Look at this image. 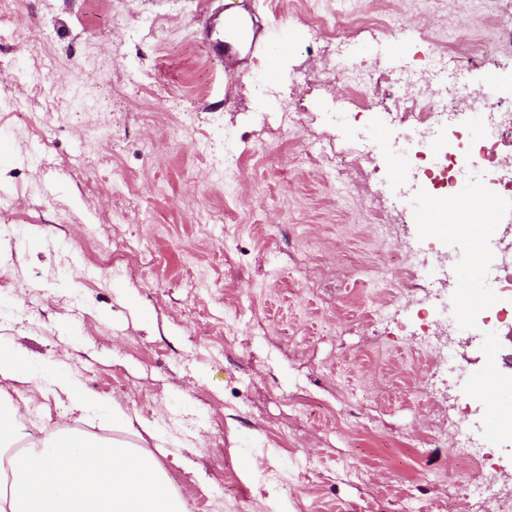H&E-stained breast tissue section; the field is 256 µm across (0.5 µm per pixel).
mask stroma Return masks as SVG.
I'll return each instance as SVG.
<instances>
[{"label": "stroma", "mask_w": 512, "mask_h": 512, "mask_svg": "<svg viewBox=\"0 0 512 512\" xmlns=\"http://www.w3.org/2000/svg\"><path fill=\"white\" fill-rule=\"evenodd\" d=\"M337 0H0V341L37 380L14 384L26 439L69 412L43 375L81 381L108 412L78 424L112 436L129 415L187 512H448L454 433L464 419L512 487V433L491 429L476 380L511 376L488 346L512 352V305L486 287L505 243L456 259L433 286L445 309L471 295L489 333L457 319L421 323L399 291L391 319L371 313L389 285L369 268L417 243L428 259L454 238L422 231L425 197L403 167L406 143L370 92L359 116L336 111L352 85L331 66L313 18ZM241 8L260 43L215 59L205 30ZM339 29L363 71L385 66L380 24L346 0ZM490 34L482 0L413 17L402 38ZM303 107L313 122L262 126L261 112ZM364 140L375 156L361 189L337 196L325 153ZM237 163L224 171V152ZM402 210L392 241L361 201ZM26 225L15 235L12 225ZM448 342L453 372L414 378L421 337Z\"/></svg>", "instance_id": "obj_1"}]
</instances>
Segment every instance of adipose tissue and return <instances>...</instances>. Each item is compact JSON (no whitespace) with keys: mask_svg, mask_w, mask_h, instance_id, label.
<instances>
[{"mask_svg":"<svg viewBox=\"0 0 512 512\" xmlns=\"http://www.w3.org/2000/svg\"><path fill=\"white\" fill-rule=\"evenodd\" d=\"M32 379L20 351L0 345V512H186L148 449L86 436L70 421L23 442L19 408L4 396Z\"/></svg>","mask_w":512,"mask_h":512,"instance_id":"ef3b65f1","label":"adipose tissue"}]
</instances>
